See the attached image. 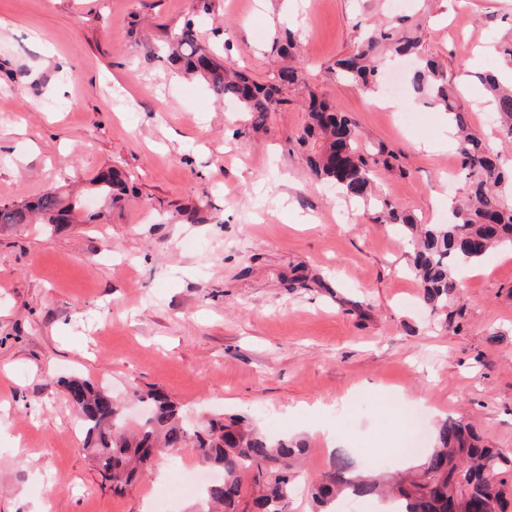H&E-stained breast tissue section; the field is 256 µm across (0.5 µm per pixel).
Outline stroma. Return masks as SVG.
<instances>
[{"label":"stroma","instance_id":"1","mask_svg":"<svg viewBox=\"0 0 512 512\" xmlns=\"http://www.w3.org/2000/svg\"><path fill=\"white\" fill-rule=\"evenodd\" d=\"M197 3L0 0V200L81 188L99 214L0 225V512H152L175 466L199 469L181 448L113 492L82 449L74 378L105 385L132 425L158 390L193 419L240 414L305 439L294 512L339 442L392 471L403 441L452 417L512 452V252L459 272L466 320L440 328L395 230L330 192L297 148L311 91L394 154L381 199L440 223L464 184L443 112L336 74L361 28L396 20L391 0H212L201 17ZM408 13L472 131L512 158L476 78L501 66L512 0H412ZM191 15L200 45L266 82L275 36L292 30L305 88H283L255 126L168 62ZM111 167L129 187L113 208L88 190Z\"/></svg>","mask_w":512,"mask_h":512}]
</instances>
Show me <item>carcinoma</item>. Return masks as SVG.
Instances as JSON below:
<instances>
[{"label":"carcinoma","instance_id":"1","mask_svg":"<svg viewBox=\"0 0 512 512\" xmlns=\"http://www.w3.org/2000/svg\"><path fill=\"white\" fill-rule=\"evenodd\" d=\"M381 26L359 34L353 54L336 62V73L367 86L381 76L383 54L415 55L419 67L410 75L412 94L448 114L457 130L458 155L465 173L461 195L446 224H420L405 207L383 203L375 220L396 226L408 246L410 269L420 286V303L438 315L446 327L462 318L465 302L455 268L482 265L501 249H512V168H504L486 144L469 132L467 113L448 87L447 76L422 50L417 28ZM196 21L187 19L172 35L169 60L184 73L202 78L212 93L252 113L263 122L279 86L260 82L227 57L201 48ZM301 63L279 71L281 83L296 85ZM479 80L498 114L499 132L512 140V83H501L486 71ZM308 122L297 144L311 149L312 176L336 184L356 201L371 196L373 173L391 168L392 153L361 151L356 124L327 101L309 94ZM90 184L111 205L124 200L127 188L112 168L99 172ZM81 200L52 191L33 201L0 202V224H28L38 216L43 224H71ZM77 421L85 433L84 450L99 472L120 492L151 463L175 448H188L196 459L223 474L201 490L208 508L202 512H292L293 487L299 462L308 447L301 438L272 437L245 416H214L196 426L185 421L181 408L160 391L140 397L149 413L134 430L126 428L122 407L103 386L81 380L71 393ZM512 468V454L482 444L473 426L453 418L438 422L433 444L404 474H378L360 466L344 449L334 452L330 466L313 484V512H336L340 497L380 498L406 502L404 512H504V484L499 471Z\"/></svg>","mask_w":512,"mask_h":512}]
</instances>
